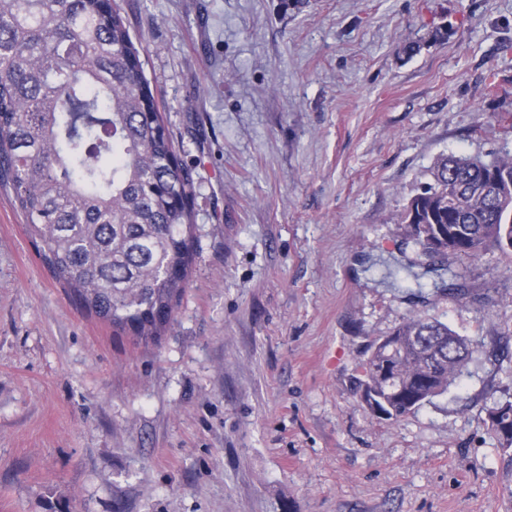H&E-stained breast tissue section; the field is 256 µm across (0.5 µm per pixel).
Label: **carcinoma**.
Instances as JSON below:
<instances>
[{"mask_svg":"<svg viewBox=\"0 0 512 512\" xmlns=\"http://www.w3.org/2000/svg\"><path fill=\"white\" fill-rule=\"evenodd\" d=\"M164 112L112 0H0V189L79 308L145 343L182 300L197 243L195 180ZM511 183L510 154L488 166L441 158L402 214L406 238L512 263ZM390 335L394 351L377 348L357 378L362 386L383 368L400 375L411 398L380 388L384 420L459 383L481 347L427 315ZM487 413L498 446L512 450V400Z\"/></svg>","mask_w":512,"mask_h":512,"instance_id":"carcinoma-1","label":"carcinoma"}]
</instances>
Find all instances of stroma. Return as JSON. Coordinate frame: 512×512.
Returning a JSON list of instances; mask_svg holds the SVG:
<instances>
[{"instance_id":"obj_1","label":"stroma","mask_w":512,"mask_h":512,"mask_svg":"<svg viewBox=\"0 0 512 512\" xmlns=\"http://www.w3.org/2000/svg\"><path fill=\"white\" fill-rule=\"evenodd\" d=\"M194 171L159 341L87 315L0 193V512H512V271L400 216L439 159L512 152V0H116ZM427 314L495 337L399 421L355 380ZM489 427L498 446L503 450H512V400L511 397L493 403L487 411Z\"/></svg>"}]
</instances>
